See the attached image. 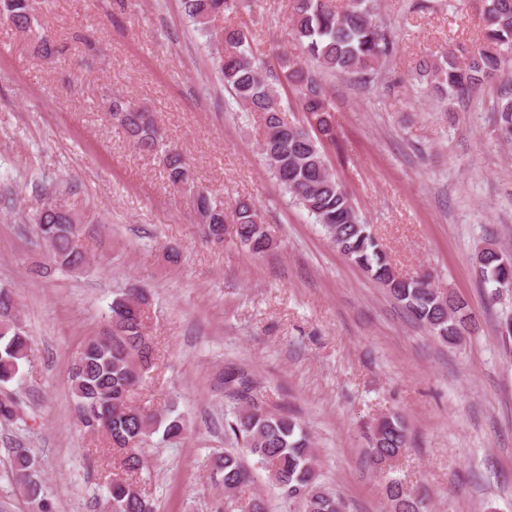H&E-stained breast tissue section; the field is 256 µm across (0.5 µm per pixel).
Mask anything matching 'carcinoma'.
<instances>
[{
	"label": "carcinoma",
	"mask_w": 512,
	"mask_h": 512,
	"mask_svg": "<svg viewBox=\"0 0 512 512\" xmlns=\"http://www.w3.org/2000/svg\"><path fill=\"white\" fill-rule=\"evenodd\" d=\"M292 29L304 57L277 58V66L258 63L248 49L241 28L224 27L218 69L235 102L260 116L261 143L267 168L293 202L321 225L330 241L352 262L382 284L407 313L440 344L458 345L468 328L467 304L451 292L432 286L427 273L399 276L393 270L383 244L357 213L346 188L330 173L323 141L332 140L335 129L318 72L352 75L371 83L393 53L392 35L375 19V0H292ZM485 32L483 43L465 60L450 51L443 59L422 60L417 74L427 90L440 101H463L485 81L494 78L512 60V0H482ZM184 14L201 34L212 37L211 21L228 11L248 6V0H181ZM0 18L19 31L31 30L29 0H0ZM293 89L309 127L290 123L283 116L282 95ZM112 116L140 150L157 156L176 187L195 189L194 208L205 236L224 242L228 231L256 255L273 247L256 206L250 201L235 204L231 214L203 190L194 188L190 165L160 134L150 114L131 101L115 96ZM494 123L500 139L512 141V81L499 88ZM71 211L55 200L45 203L32 217L40 239L56 265L79 271L89 258L75 243L77 229ZM504 254L489 243L478 253L474 266L483 284L499 296L505 270ZM149 298L142 288H128L112 298L111 330L84 343L69 369V381L77 416L86 428L103 433L113 451L120 453L121 474L112 478L98 500V512H154L150 500L137 490L136 479L147 468L145 449L153 435L171 441L186 429L181 415L151 411L135 404L153 366L155 349L146 331ZM30 339L16 314L13 291L0 286V384L13 381L30 362ZM233 419L225 420L224 434L254 457L258 468L294 505V512H345L340 496L326 488L315 467L308 431L292 415L266 411L241 394ZM0 418L19 420L16 401L10 394L0 398ZM409 439L399 416H387L374 427L369 440L372 465L383 471L398 459ZM12 477L18 492L34 512H52L41 477L40 459L21 445L11 449ZM212 468L222 475L226 499L224 512H269L258 495L245 497L252 475L236 453L226 449L215 456ZM387 512H427L426 499L396 479L385 483Z\"/></svg>",
	"instance_id": "1"
}]
</instances>
